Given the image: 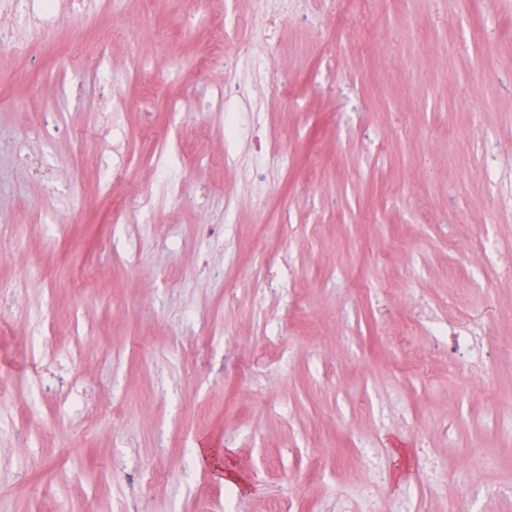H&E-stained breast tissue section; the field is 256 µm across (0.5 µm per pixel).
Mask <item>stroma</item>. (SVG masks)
Instances as JSON below:
<instances>
[{
  "mask_svg": "<svg viewBox=\"0 0 512 512\" xmlns=\"http://www.w3.org/2000/svg\"><path fill=\"white\" fill-rule=\"evenodd\" d=\"M329 2L299 0L271 53L229 48L209 70L203 33L162 0H125L103 22L137 27L142 59L160 29L186 55L132 83L125 48L107 45L100 90L65 72L61 45L0 58V280L15 284L0 306V512H319L364 481L366 444L384 463L378 512L400 497L448 512L457 489L431 494L426 447L452 468L484 449L487 480L512 481V0H366L332 35ZM228 71L256 102L215 108ZM19 72L53 98L25 103ZM116 90L126 187L155 182L164 149L204 201L160 194L137 223H108L91 103ZM169 93L188 112L143 111ZM258 139L285 156L261 188ZM87 266L110 274L57 289ZM431 309L485 324L489 371L469 395ZM393 328L404 350L386 344ZM202 442L234 448L251 493L195 465Z\"/></svg>",
  "mask_w": 512,
  "mask_h": 512,
  "instance_id": "35a3bbf8",
  "label": "stroma"
}]
</instances>
